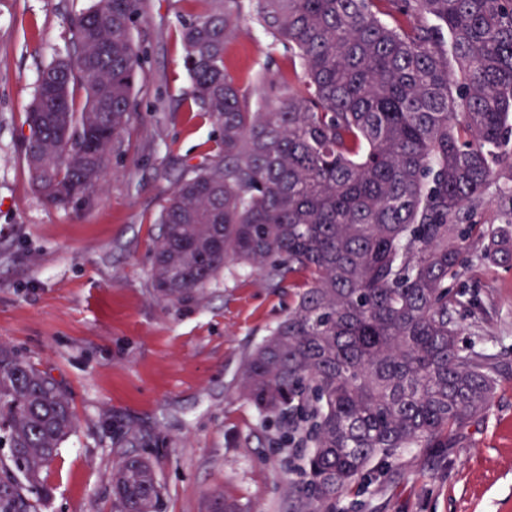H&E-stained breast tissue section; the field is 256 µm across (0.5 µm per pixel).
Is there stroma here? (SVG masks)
<instances>
[{
  "label": "stroma",
  "instance_id": "stroma-1",
  "mask_svg": "<svg viewBox=\"0 0 512 512\" xmlns=\"http://www.w3.org/2000/svg\"><path fill=\"white\" fill-rule=\"evenodd\" d=\"M92 3L0 0V342L59 382L77 416L44 474L40 512H119L110 475L129 455L153 464L159 512H210L217 496L242 512H293L284 460L303 451H274L272 431L238 395L247 356L292 308L293 289L237 266L173 305L152 287L161 204L216 138L182 63L185 0H145L133 31L145 51L136 112L103 189L63 209L31 185L25 112L40 72L70 47V14ZM241 24L247 33L227 53L239 84L255 87L267 68L287 93V54L267 64L265 36L249 14ZM484 198L476 223L512 217V171ZM466 257L455 284L469 302L459 342L512 364V263L485 259L475 238ZM332 509L512 512V373L454 447L406 448L373 464L358 498L341 496Z\"/></svg>",
  "mask_w": 512,
  "mask_h": 512
}]
</instances>
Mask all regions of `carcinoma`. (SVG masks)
<instances>
[{
  "label": "carcinoma",
  "instance_id": "obj_1",
  "mask_svg": "<svg viewBox=\"0 0 512 512\" xmlns=\"http://www.w3.org/2000/svg\"><path fill=\"white\" fill-rule=\"evenodd\" d=\"M188 2L183 65L218 135L161 206L153 288L179 302L233 264L274 287L301 280L240 395L280 443L307 445L290 489L330 512L374 462L448 447L512 370L459 344L464 303L449 285L473 236L512 263V220L469 222L512 167V0H251L268 59L292 61L288 94L255 101L227 65L242 0ZM143 4L94 0L70 19L72 50L40 75L23 160L56 206L96 192L130 127ZM74 427L58 382L0 344V512H38L42 473ZM112 487L120 512H156L149 460L124 458Z\"/></svg>",
  "mask_w": 512,
  "mask_h": 512
}]
</instances>
